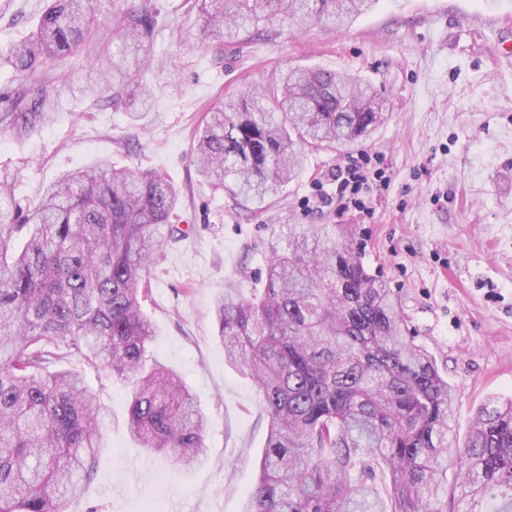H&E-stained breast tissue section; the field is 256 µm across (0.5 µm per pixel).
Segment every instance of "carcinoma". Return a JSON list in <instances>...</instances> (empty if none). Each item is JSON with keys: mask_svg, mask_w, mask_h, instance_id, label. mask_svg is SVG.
<instances>
[{"mask_svg": "<svg viewBox=\"0 0 512 512\" xmlns=\"http://www.w3.org/2000/svg\"><path fill=\"white\" fill-rule=\"evenodd\" d=\"M97 0H48L33 34L0 55L21 84L66 60L106 75L95 99L116 102L153 35L150 7L122 17L116 54ZM378 0H187L201 39L240 41L284 12L297 27L341 26ZM54 89L0 93V134L53 121ZM372 86L346 71L289 69L207 113L192 150L198 174L243 204H262L297 176L303 150L346 145L381 124ZM177 190L150 170L103 163L53 183L17 211L0 183V512H66L96 474L107 412L89 370L130 385L133 437L190 469L206 420L194 395L151 360L155 331L143 276L166 241ZM227 362L257 385L268 436L249 512H470L502 496L512 512V399L475 411L450 451L453 389L409 333L398 299L369 274L342 225L319 224L273 251L266 284L215 303Z\"/></svg>", "mask_w": 512, "mask_h": 512, "instance_id": "cac0c4a2", "label": "carcinoma"}]
</instances>
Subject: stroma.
I'll return each instance as SVG.
<instances>
[{"instance_id": "stroma-1", "label": "stroma", "mask_w": 512, "mask_h": 512, "mask_svg": "<svg viewBox=\"0 0 512 512\" xmlns=\"http://www.w3.org/2000/svg\"><path fill=\"white\" fill-rule=\"evenodd\" d=\"M183 0H99L109 27L150 5L160 28L145 67L115 105L84 86L100 80L82 64L58 70L56 118L16 138L0 135V182L21 211L36 207L64 174L109 162L151 170L173 184L168 241L151 264L145 310L158 362L178 373L208 419L201 462L182 471L131 436L129 387L104 379L109 419L97 474L67 512H247L268 418L248 376L224 360L214 313L224 289L263 287L272 249L288 225L344 224L366 269L399 298L410 333L431 352L457 399L452 435L464 442L487 398L512 397V0H379L338 30L299 29L286 14L247 35V46L202 44L197 12ZM46 0H0V52L28 38ZM290 67L350 70L379 94L385 122L364 141L306 151L304 168L258 208L233 202L198 176L191 149L211 107L267 85ZM149 109L131 119L134 102ZM360 152L382 158L389 188L374 216L335 207L306 214L312 184Z\"/></svg>"}]
</instances>
